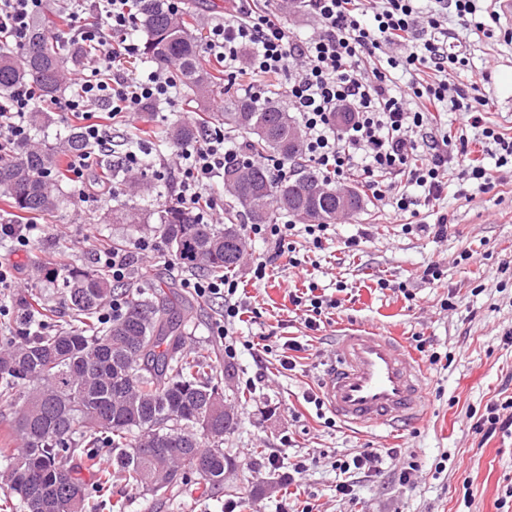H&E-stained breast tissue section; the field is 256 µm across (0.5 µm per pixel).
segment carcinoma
<instances>
[{
	"instance_id": "carcinoma-1",
	"label": "carcinoma",
	"mask_w": 512,
	"mask_h": 512,
	"mask_svg": "<svg viewBox=\"0 0 512 512\" xmlns=\"http://www.w3.org/2000/svg\"><path fill=\"white\" fill-rule=\"evenodd\" d=\"M137 28L146 40L142 55L176 67L188 94L203 105L215 92L214 77L203 66L201 37L194 30L195 0L173 14L167 0H132ZM72 54L47 35L45 20L36 18L28 43L20 52L0 46V94L33 85L52 100L63 88ZM224 126L247 136L252 154L294 162L302 139L288 141L293 117L273 100L245 96L225 100L221 112H207L198 123L179 122L165 131L175 144L194 143L207 127ZM76 128L55 143L30 140L7 155L0 154V194L10 200L20 220L52 214L67 195L52 177L62 157L83 149ZM245 171V178L224 190L239 210L226 212L222 224H202L176 204L157 213V231L174 260L197 272L222 274L243 258L247 240L238 217L252 224H275L286 213L299 224H330L336 220V186L322 172L299 167L296 177L272 180L261 163L232 162L224 176ZM317 182L324 194L303 200L295 189ZM150 217L130 210L112 212L114 224H147ZM44 277L66 289L69 321L49 325L48 310L35 296L15 299L18 319L7 327L0 344V404L11 409L5 436L22 444L0 448L13 501V512H66L74 499L77 512H87L89 495L104 496L120 480L154 494L196 474L214 490L224 486L227 469L236 461L224 451V436L234 431V418L224 412V388L213 363L184 349L186 323L180 312L189 301L173 291L153 293L123 289L128 294L123 314L105 325L97 314L120 294L103 270L46 266ZM84 443L90 481L66 467L71 448ZM112 448V471L96 469L99 447Z\"/></svg>"
}]
</instances>
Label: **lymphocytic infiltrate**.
<instances>
[{
  "mask_svg": "<svg viewBox=\"0 0 512 512\" xmlns=\"http://www.w3.org/2000/svg\"><path fill=\"white\" fill-rule=\"evenodd\" d=\"M65 27L56 36L67 45L90 47L80 67L71 75L75 95L56 100L58 111L80 120L86 141L83 151L69 154L68 179L74 183L84 207L98 202L101 191L92 177L99 155L111 150L110 120L135 121L146 104H174L177 82L165 71L150 72L133 81L120 68L122 59L133 57L139 47L130 37L134 15L130 0H60ZM367 0H307L317 27L308 36L288 34L279 21L257 12L253 0H237L233 12L211 20L204 51L222 62L226 72L238 68L243 49H250L248 64L254 74L289 72L287 105L295 112L303 131L305 160L326 173L344 177L354 169L367 176L366 187L374 200L408 212L419 200L439 199L448 186L450 169L461 180L486 189L492 185L490 168L470 158L467 150H454L447 134L436 133V115L457 112L463 126L479 130L487 153L499 168L512 167V137L486 125L476 107L478 87L473 83H449L448 71L459 58L441 41L445 30L434 13H422L416 0H380L368 11ZM46 8V0H0V35L10 38L15 49L27 43L31 24ZM401 43L411 51L404 59H387L384 68L364 76L361 64L381 47ZM430 70V83L408 82L406 89L393 87L386 71L411 73L417 66ZM418 106H411V98ZM42 103L35 86H22L0 99V151L29 140V112ZM350 112L345 129L332 124L334 112ZM238 158L223 128L205 129L200 143L177 147L173 154H159L160 168L175 172L173 198L182 208L196 213L201 223L215 221L216 204L209 192L229 162ZM406 174L421 197L404 193L390 196L382 181L386 174ZM252 235L271 245L267 256L253 264L255 281H264L276 263L300 267L290 244L292 237L307 235L321 243L328 231L324 224H254ZM184 288L206 300H221L215 326L224 340L227 357L237 354L232 327L242 315L238 281L230 276H184ZM393 450H365L335 461L336 494L352 496L353 475H379Z\"/></svg>",
  "mask_w": 512,
  "mask_h": 512,
  "instance_id": "1",
  "label": "lymphocytic infiltrate"
}]
</instances>
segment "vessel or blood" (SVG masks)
Segmentation results:
<instances>
[{
	"label": "vessel or blood",
	"instance_id": "vessel-or-blood-1",
	"mask_svg": "<svg viewBox=\"0 0 512 512\" xmlns=\"http://www.w3.org/2000/svg\"><path fill=\"white\" fill-rule=\"evenodd\" d=\"M335 352L319 393L342 422L383 429L420 420L427 401L424 373L399 339L357 330L339 336Z\"/></svg>",
	"mask_w": 512,
	"mask_h": 512
}]
</instances>
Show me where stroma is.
<instances>
[{"mask_svg": "<svg viewBox=\"0 0 512 512\" xmlns=\"http://www.w3.org/2000/svg\"><path fill=\"white\" fill-rule=\"evenodd\" d=\"M448 49L466 59L457 80L477 81L489 98L487 125L512 136V45L465 31L452 20ZM209 68L222 77L224 90L212 96L207 111H220L226 96L271 83L278 104L287 100V75L271 80L246 71L231 78L217 63ZM198 116V109L180 96L175 106L154 111L150 122L139 119L113 128L110 159L118 191L103 195L87 211L72 183L63 181L69 201L45 219L44 234L29 252L17 254L0 243V262L25 269L17 293L34 291L53 309L55 321H63L67 297L57 284L38 277V267L61 262L92 269L97 249L128 248L142 237L151 239L153 247L135 255L134 273L150 270L171 278V257L160 235L148 224L113 223L112 210L127 204L143 214L157 212L170 203L173 181L154 176L148 190L136 193L130 188L131 174L117 163L134 133L151 132L153 144L167 149L171 143L162 131ZM491 174L489 189L455 179L440 199L400 215L365 196L360 213L330 225L323 248H316L310 237H295L302 266L276 270L260 285L251 270L266 247L259 239L249 240L233 272L245 307L234 328L236 357L225 356L214 334L216 305L195 297L186 339L187 350L215 361L226 374V387L243 394L235 403L238 425L224 447L235 456L245 482L228 496L195 476L172 497L116 481L110 497L97 498L96 512H111L113 498L123 501L124 512H225L231 501L237 504L235 512H512V436L498 434L481 442L470 419L499 398L505 378L512 375V346L501 342L512 332V170L495 168ZM441 222L448 231L439 236L434 226ZM353 238L357 246L348 247ZM431 264L439 266L440 279L425 276ZM382 279L387 282L383 288L378 285ZM309 288L337 302L313 326L304 307L288 298L290 292ZM350 328L397 336L410 348L424 339L417 360L426 374L428 402L419 423L394 432L356 433L319 419L314 405L306 403V394L317 391L333 362L337 336ZM290 338L301 346L292 372L279 365ZM367 448H392L396 457L381 475L360 480L354 498L338 497L337 454L352 456ZM275 451L288 465L307 458L308 469L296 483L270 468L268 458ZM412 461L417 470L409 483H400V469Z\"/></svg>", "mask_w": 512, "mask_h": 512, "instance_id": "35a3bbf8", "label": "stroma"}]
</instances>
